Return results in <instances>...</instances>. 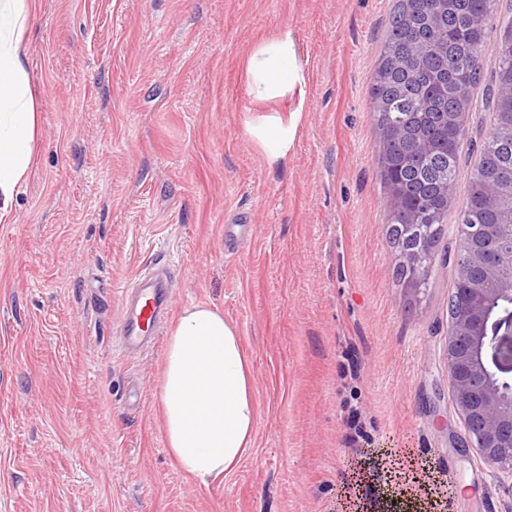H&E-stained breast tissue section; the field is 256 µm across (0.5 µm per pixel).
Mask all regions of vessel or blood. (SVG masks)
<instances>
[{
	"instance_id": "vessel-or-blood-1",
	"label": "vessel or blood",
	"mask_w": 512,
	"mask_h": 512,
	"mask_svg": "<svg viewBox=\"0 0 512 512\" xmlns=\"http://www.w3.org/2000/svg\"><path fill=\"white\" fill-rule=\"evenodd\" d=\"M166 267L154 263L132 281L131 297L121 310L116 337L121 351L138 352L154 345L171 316V294L163 280Z\"/></svg>"
}]
</instances>
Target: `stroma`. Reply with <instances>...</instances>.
Masks as SVG:
<instances>
[{
  "label": "stroma",
  "mask_w": 512,
  "mask_h": 512,
  "mask_svg": "<svg viewBox=\"0 0 512 512\" xmlns=\"http://www.w3.org/2000/svg\"><path fill=\"white\" fill-rule=\"evenodd\" d=\"M396 0H37L27 70L34 165L0 222V512H385L360 475L452 512H512L474 449L444 348L460 215L426 288L396 275L370 88ZM292 31L303 105L261 101L246 62ZM295 124L270 164L249 132ZM491 113L458 159L464 200ZM241 236L235 255L224 240ZM172 312H223L258 420L230 475L198 485L165 450V341L113 330L144 267Z\"/></svg>",
  "instance_id": "obj_1"
}]
</instances>
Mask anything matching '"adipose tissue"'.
Returning <instances> with one entry per match:
<instances>
[{"label":"adipose tissue","mask_w":512,"mask_h":512,"mask_svg":"<svg viewBox=\"0 0 512 512\" xmlns=\"http://www.w3.org/2000/svg\"><path fill=\"white\" fill-rule=\"evenodd\" d=\"M35 5L0 0V219L36 158L39 117L26 68ZM248 76L255 98L303 95L290 31L253 51ZM252 134L274 164L287 157L296 128L271 116ZM159 404L165 448L182 473L205 485L237 469L253 444L258 406L241 338L222 313L200 304L178 317L167 340Z\"/></svg>","instance_id":"1"}]
</instances>
